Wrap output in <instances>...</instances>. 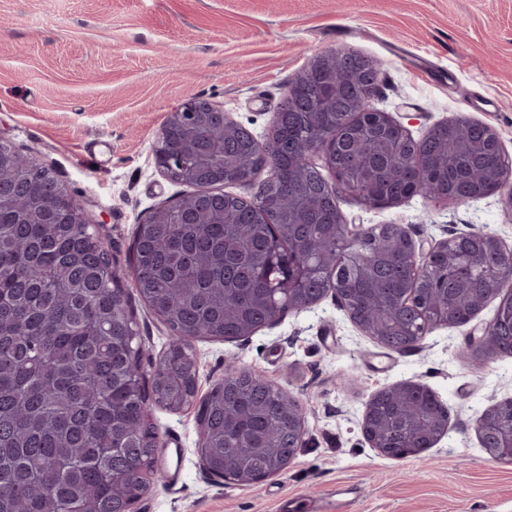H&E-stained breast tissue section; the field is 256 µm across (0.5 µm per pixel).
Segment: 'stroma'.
<instances>
[{
	"label": "stroma",
	"mask_w": 512,
	"mask_h": 512,
	"mask_svg": "<svg viewBox=\"0 0 512 512\" xmlns=\"http://www.w3.org/2000/svg\"><path fill=\"white\" fill-rule=\"evenodd\" d=\"M351 50L382 70L371 104L422 139L464 114L493 125L512 156V0H0V138L39 162L93 214L103 215L151 372L169 330L140 299L129 251L137 224L189 186L155 166L169 112L192 99L223 105L265 140L297 73L316 54ZM352 224H400L441 240L485 229L512 247V209L499 194L434 205L414 196L375 208L344 195ZM440 326L395 352L324 298L243 340H195L198 393L247 366L299 398L306 445L279 475L242 489L200 465L193 410L154 408L162 448L135 512H283L288 498L336 512H512V464L481 447L472 423L512 397V357L475 365L467 341L492 320ZM426 384L448 410V431L423 459L370 448L360 424L370 396Z\"/></svg>",
	"instance_id": "35a3bbf8"
}]
</instances>
